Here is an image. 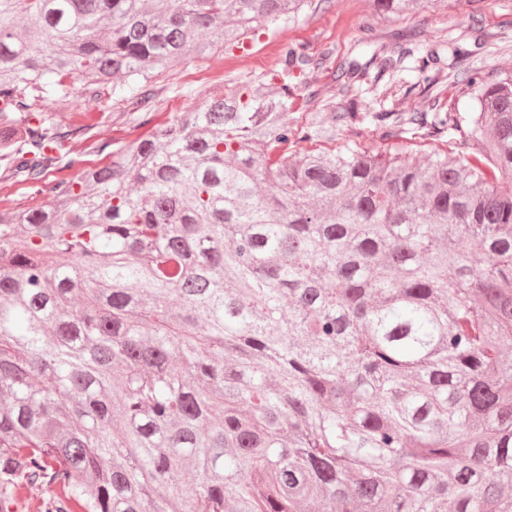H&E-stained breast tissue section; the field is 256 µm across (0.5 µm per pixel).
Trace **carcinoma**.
<instances>
[{
  "label": "carcinoma",
  "instance_id": "cac0c4a2",
  "mask_svg": "<svg viewBox=\"0 0 512 512\" xmlns=\"http://www.w3.org/2000/svg\"><path fill=\"white\" fill-rule=\"evenodd\" d=\"M313 3L0 0V158L54 201L0 209V512L38 488L40 512H512L511 76L464 73L461 113L396 39L291 124L334 60L290 44L46 181L92 128L50 114L75 86L145 125L153 78ZM371 67L428 111H358ZM433 136L455 155L405 151ZM309 90L317 91L319 97L323 99L336 98V111L341 112L345 108L347 99L340 89L339 82L335 81L332 70L319 72Z\"/></svg>",
  "mask_w": 512,
  "mask_h": 512
}]
</instances>
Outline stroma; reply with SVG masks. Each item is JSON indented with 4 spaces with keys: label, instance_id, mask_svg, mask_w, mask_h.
<instances>
[{
    "label": "stroma",
    "instance_id": "35a3bbf8",
    "mask_svg": "<svg viewBox=\"0 0 512 512\" xmlns=\"http://www.w3.org/2000/svg\"><path fill=\"white\" fill-rule=\"evenodd\" d=\"M394 33L436 48L440 66L451 78L468 68L493 78L512 73V0H423L419 11L400 16L379 13L373 0H323L320 8L257 33L243 47L187 59L157 77L150 84L153 120L159 123L196 110L224 82H243L268 73L286 44H304L313 56L332 50L340 63L352 58L363 62L369 59L374 42L389 41ZM458 42L469 49L467 60L453 56ZM136 109L129 101L91 99L77 88L54 116L76 127L93 121L94 140L109 144L141 135V128L129 119Z\"/></svg>",
    "mask_w": 512,
    "mask_h": 512
}]
</instances>
